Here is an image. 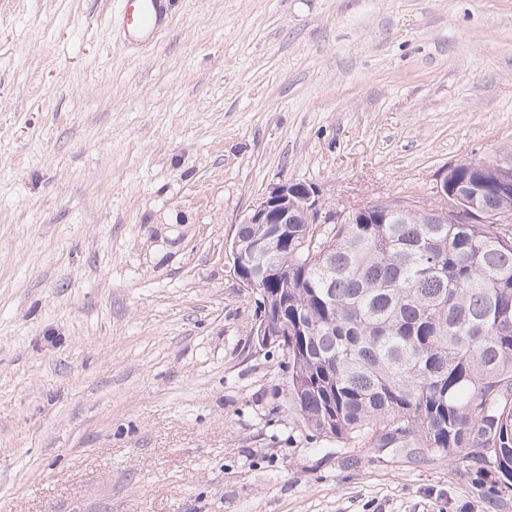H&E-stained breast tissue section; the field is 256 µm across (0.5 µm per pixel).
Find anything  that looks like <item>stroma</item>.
I'll use <instances>...</instances> for the list:
<instances>
[{
	"label": "stroma",
	"mask_w": 512,
	"mask_h": 512,
	"mask_svg": "<svg viewBox=\"0 0 512 512\" xmlns=\"http://www.w3.org/2000/svg\"><path fill=\"white\" fill-rule=\"evenodd\" d=\"M0 0V512H512L288 407L228 244L280 181L441 207L512 150V0ZM121 29L130 45L149 43L168 25L169 7L174 0H123Z\"/></svg>",
	"instance_id": "35a3bbf8"
}]
</instances>
